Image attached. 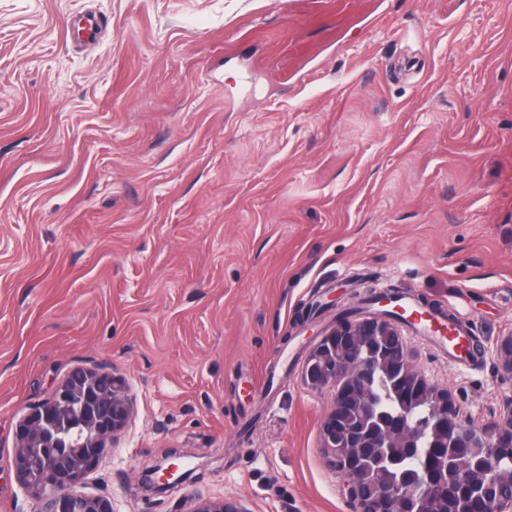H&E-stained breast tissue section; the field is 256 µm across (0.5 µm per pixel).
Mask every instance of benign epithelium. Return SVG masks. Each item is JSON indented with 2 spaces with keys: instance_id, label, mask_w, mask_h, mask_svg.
<instances>
[{
  "instance_id": "1",
  "label": "benign epithelium",
  "mask_w": 512,
  "mask_h": 512,
  "mask_svg": "<svg viewBox=\"0 0 512 512\" xmlns=\"http://www.w3.org/2000/svg\"><path fill=\"white\" fill-rule=\"evenodd\" d=\"M401 318L374 312L358 318H340L325 331L310 349L303 365L306 384L317 391L330 389L333 399L321 425L322 447L328 465L342 481L355 512H432L433 474L424 469L416 484L409 487L388 486L373 489L368 473L350 466L333 445L336 434V411L349 397L370 402L358 379L373 370L359 358V349L383 336L396 338L402 350L403 372L417 378L426 393L435 399V422L443 425L448 439H463L478 448L485 466L480 475V498L464 496L457 512H512V499L499 497L497 487L502 477L499 466L501 449L512 442V405L499 419L487 427H476L460 414L448 389L429 379L412 364L401 330ZM500 368L512 375V336L498 345ZM125 378L102 371L78 367L72 369L52 389L50 395L31 406L16 424L17 446L12 469L20 485L36 503L35 512H116L107 495H86L78 492L99 462L112 450L114 437L129 423L131 401ZM93 402L92 411L81 414L79 425L84 440L76 450L56 447L66 434L68 423L61 414L74 404ZM419 424L403 415L393 428H385L371 439V446L380 451L400 447ZM183 454L174 451L158 463L146 468L139 486L145 495L170 490L196 477L197 468L179 462ZM193 512H245L224 500H201Z\"/></svg>"
}]
</instances>
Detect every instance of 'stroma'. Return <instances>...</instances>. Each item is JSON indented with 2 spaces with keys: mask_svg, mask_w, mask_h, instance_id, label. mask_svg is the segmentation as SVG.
Masks as SVG:
<instances>
[{
  "mask_svg": "<svg viewBox=\"0 0 512 512\" xmlns=\"http://www.w3.org/2000/svg\"><path fill=\"white\" fill-rule=\"evenodd\" d=\"M105 34L80 47L73 17ZM392 291L481 344L415 365L474 425L512 402V0H0V512L15 426L77 367L132 417L85 493L117 512H354L318 335ZM190 485L141 500L170 449Z\"/></svg>",
  "mask_w": 512,
  "mask_h": 512,
  "instance_id": "1",
  "label": "stroma"
}]
</instances>
